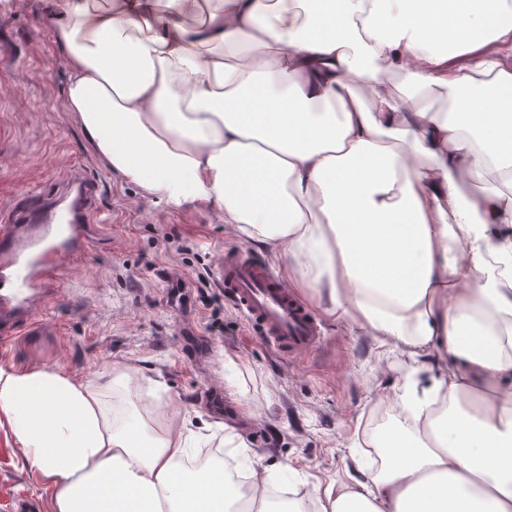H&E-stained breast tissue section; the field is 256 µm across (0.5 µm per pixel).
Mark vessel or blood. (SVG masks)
Returning <instances> with one entry per match:
<instances>
[{
    "instance_id": "obj_1",
    "label": "vessel or blood",
    "mask_w": 512,
    "mask_h": 512,
    "mask_svg": "<svg viewBox=\"0 0 512 512\" xmlns=\"http://www.w3.org/2000/svg\"><path fill=\"white\" fill-rule=\"evenodd\" d=\"M98 186L84 170L67 174L62 190L38 204L0 216V341L31 324L46 325V305L57 296L64 269L86 257ZM215 277L255 325L257 338L288 360L301 361L319 343L320 319L301 303L261 257L228 250Z\"/></svg>"
}]
</instances>
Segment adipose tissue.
<instances>
[{"mask_svg": "<svg viewBox=\"0 0 512 512\" xmlns=\"http://www.w3.org/2000/svg\"><path fill=\"white\" fill-rule=\"evenodd\" d=\"M433 5L62 0L53 18L68 107L112 169L274 244L287 280L410 359L366 438L410 459L315 483L317 512H512V113L468 96L512 87V24L439 49ZM0 416L55 512H303L289 466L219 424L223 457L194 461L201 434L145 421L120 373L0 368Z\"/></svg>", "mask_w": 512, "mask_h": 512, "instance_id": "obj_1", "label": "adipose tissue"}]
</instances>
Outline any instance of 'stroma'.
Wrapping results in <instances>:
<instances>
[{
    "label": "stroma",
    "mask_w": 512,
    "mask_h": 512,
    "mask_svg": "<svg viewBox=\"0 0 512 512\" xmlns=\"http://www.w3.org/2000/svg\"><path fill=\"white\" fill-rule=\"evenodd\" d=\"M54 9L53 0H0V210L23 198L35 203L42 188L80 167L99 185L92 219L101 242L62 273L64 290L47 306L50 326L0 345V367L53 364L100 384L120 368L140 413L150 412L163 385L178 397L187 429L212 422L235 427L252 456L290 465L301 481L357 475L350 447L394 419L385 396L403 384L404 369L383 358L378 337L326 314V300L305 288L297 294L325 330L301 362L256 340L232 303L220 313L221 331H208L201 303L207 287L197 280L198 268H212L227 247L264 254L278 274L288 259L272 245L243 241L221 212L144 192L89 148L67 105L66 60L48 20ZM166 232L174 242L164 243ZM174 280L188 286L176 315L166 303ZM228 355L238 362V394L225 396L219 415L203 400L201 385L223 379ZM244 402L252 417L242 416ZM54 492L0 426V503L26 495L41 512H54Z\"/></svg>",
    "instance_id": "1"
}]
</instances>
